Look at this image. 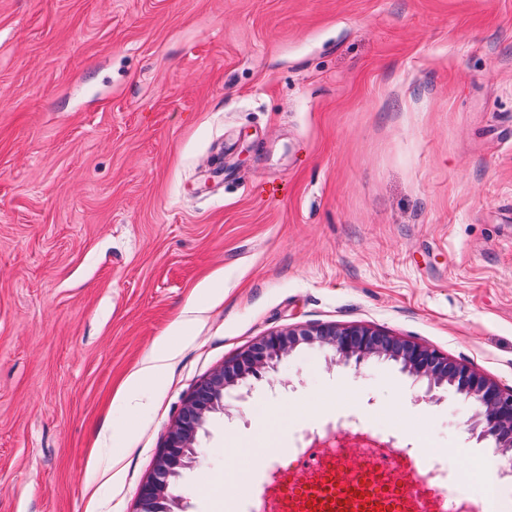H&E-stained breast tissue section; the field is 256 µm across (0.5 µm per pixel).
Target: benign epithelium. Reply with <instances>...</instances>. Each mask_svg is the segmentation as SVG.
I'll list each match as a JSON object with an SVG mask.
<instances>
[{
    "instance_id": "obj_1",
    "label": "benign epithelium",
    "mask_w": 512,
    "mask_h": 512,
    "mask_svg": "<svg viewBox=\"0 0 512 512\" xmlns=\"http://www.w3.org/2000/svg\"><path fill=\"white\" fill-rule=\"evenodd\" d=\"M302 343L326 348L343 363H361L372 357L393 360L409 375L427 380L426 394L431 400L435 399L434 390L455 388L477 407L470 430L492 440L496 452L512 455V388L504 389L471 367L448 361L434 349L371 327L289 326L224 361L186 396L180 415L156 453L152 473L140 486L136 512H185L176 479L195 462L199 431L213 414L225 412L226 391L249 377L276 372Z\"/></svg>"
}]
</instances>
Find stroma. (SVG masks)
Returning a JSON list of instances; mask_svg holds the SVG:
<instances>
[{"instance_id":"35a3bbf8","label":"stroma","mask_w":512,"mask_h":512,"mask_svg":"<svg viewBox=\"0 0 512 512\" xmlns=\"http://www.w3.org/2000/svg\"><path fill=\"white\" fill-rule=\"evenodd\" d=\"M322 323L512 388V0H0V512H135L187 394ZM426 387L299 345L200 432L188 512H251L329 429L477 502L493 444ZM173 354L172 347L166 342H161L158 350L144 360L142 366L130 376L127 384L128 389H135L143 381L162 373L166 368L167 361L173 357Z\"/></svg>"}]
</instances>
